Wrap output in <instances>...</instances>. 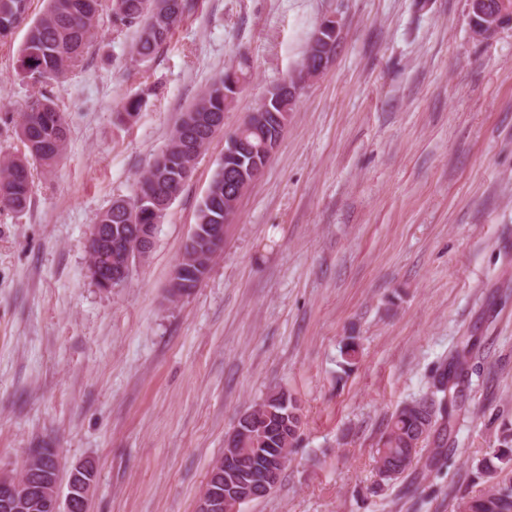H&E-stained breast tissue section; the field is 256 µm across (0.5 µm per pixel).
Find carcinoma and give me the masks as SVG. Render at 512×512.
Returning <instances> with one entry per match:
<instances>
[{
    "mask_svg": "<svg viewBox=\"0 0 512 512\" xmlns=\"http://www.w3.org/2000/svg\"><path fill=\"white\" fill-rule=\"evenodd\" d=\"M30 0H0V40L12 36L29 18ZM193 0H46V7L29 25L18 58V67L33 88L20 113L17 136L24 145L21 155L0 158V213L20 214L32 203L33 166L45 173L54 170L68 141V125L57 98L48 94L47 84L64 83L73 69L82 65L96 37L102 14H107L116 31L132 30L136 34L133 55L142 62L153 59L174 31L191 12ZM240 78L232 80L225 72L202 91L198 99L183 113L165 148L153 159L136 181L134 195L116 199L100 212L95 223L102 238L91 248L102 259L105 243L119 236L136 240L145 225L158 226L168 210L164 202L173 201L189 179L187 171L217 132L224 112L235 99ZM269 117L266 135L281 138L287 124L278 115L283 108L274 101L267 103ZM229 138L224 158L218 164L210 186L221 193L234 191V178L253 158L238 151ZM224 223V203L213 205L209 197L201 200L196 224ZM360 353L358 337L348 336L340 348L341 365L349 369ZM469 345L455 351L438 368L432 378L430 392L402 405L391 417L377 448V469L381 481H396L417 470L419 462L430 471L443 465L445 447L463 409L462 392L470 371ZM297 402L279 389L269 393L259 404L253 418L240 424L248 432L237 447L241 453L242 472L260 474L266 448H295L301 436L302 421L294 417ZM432 448L426 450L424 443ZM427 457H422L423 451ZM30 476L55 467L56 451L40 447ZM472 479L480 489L474 494L454 498L453 512H512V428L503 426L498 448L472 466ZM0 512H46L36 496L22 502L0 503Z\"/></svg>",
    "mask_w": 512,
    "mask_h": 512,
    "instance_id": "cac0c4a2",
    "label": "carcinoma"
}]
</instances>
